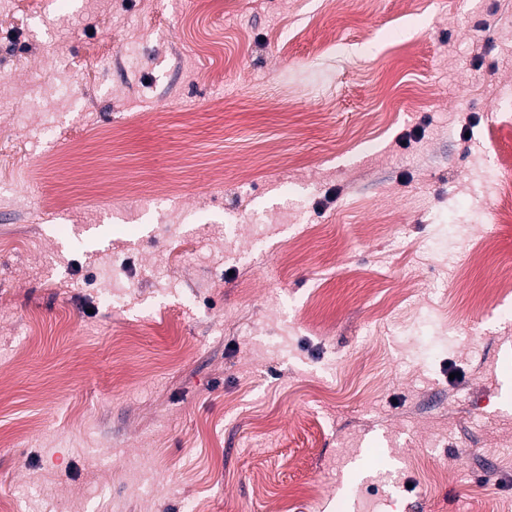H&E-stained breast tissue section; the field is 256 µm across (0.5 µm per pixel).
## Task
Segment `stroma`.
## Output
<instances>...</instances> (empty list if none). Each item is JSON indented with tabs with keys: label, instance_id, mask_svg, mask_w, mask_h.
<instances>
[{
	"label": "stroma",
	"instance_id": "obj_1",
	"mask_svg": "<svg viewBox=\"0 0 512 512\" xmlns=\"http://www.w3.org/2000/svg\"><path fill=\"white\" fill-rule=\"evenodd\" d=\"M47 3L0 0V507L512 501V289L472 303L512 223L468 179L512 0Z\"/></svg>",
	"mask_w": 512,
	"mask_h": 512
}]
</instances>
